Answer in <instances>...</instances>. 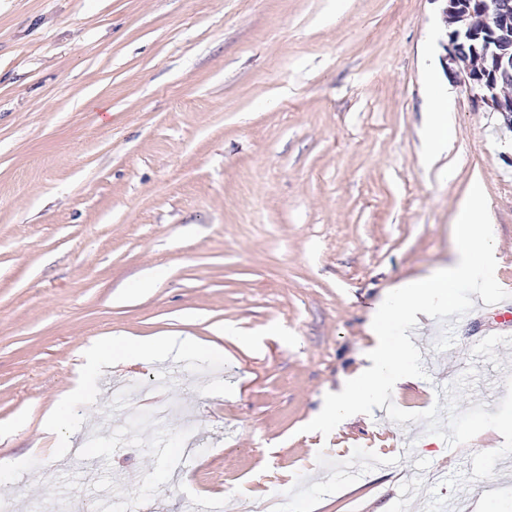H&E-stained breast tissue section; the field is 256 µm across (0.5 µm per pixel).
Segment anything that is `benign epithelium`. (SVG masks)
Listing matches in <instances>:
<instances>
[{
	"mask_svg": "<svg viewBox=\"0 0 512 512\" xmlns=\"http://www.w3.org/2000/svg\"><path fill=\"white\" fill-rule=\"evenodd\" d=\"M443 14L451 43L465 36L482 40L481 48L469 58L453 49L444 58L447 71L467 86L477 106L488 112L512 113V95L505 92L500 77L512 69V57L500 46L512 41V17L490 14L486 0H443Z\"/></svg>",
	"mask_w": 512,
	"mask_h": 512,
	"instance_id": "obj_1",
	"label": "benign epithelium"
}]
</instances>
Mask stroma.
Listing matches in <instances>:
<instances>
[{
  "mask_svg": "<svg viewBox=\"0 0 512 512\" xmlns=\"http://www.w3.org/2000/svg\"><path fill=\"white\" fill-rule=\"evenodd\" d=\"M442 0H0V500L13 512H424L479 505L471 457L386 408L304 432L364 365L371 316L445 265L480 180L512 262V127L444 72ZM454 94L447 153L419 136ZM163 276L151 280L154 270ZM483 300L408 334L392 400L496 412L512 374ZM238 337L225 335V327ZM455 342L439 351L444 329ZM198 349L116 362L110 339ZM62 414L56 428L45 416ZM130 423L129 447L113 445ZM463 474L455 490L438 480ZM127 351L138 356L153 355L156 348L153 343L142 342L134 345L128 341L113 342L107 345H94L88 348L84 353L85 364L81 370V380L79 391L84 395H90L94 392L93 378L97 368L105 361L123 358Z\"/></svg>",
  "mask_w": 512,
  "mask_h": 512,
  "instance_id": "stroma-1",
  "label": "stroma"
}]
</instances>
